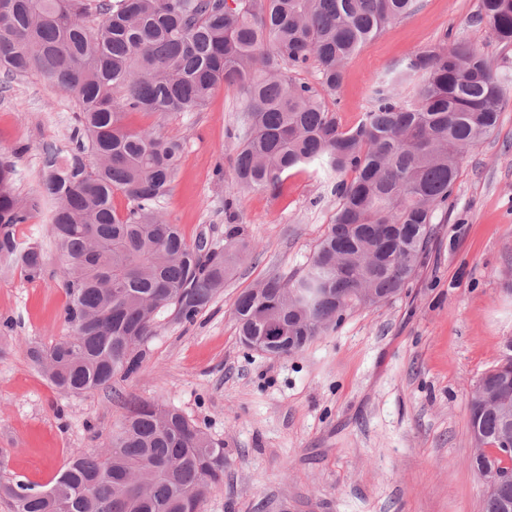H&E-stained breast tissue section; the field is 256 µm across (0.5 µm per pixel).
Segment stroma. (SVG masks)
I'll use <instances>...</instances> for the list:
<instances>
[{
  "label": "stroma",
  "instance_id": "obj_1",
  "mask_svg": "<svg viewBox=\"0 0 512 512\" xmlns=\"http://www.w3.org/2000/svg\"><path fill=\"white\" fill-rule=\"evenodd\" d=\"M480 4L422 0L348 59L340 92L327 96L341 127H355L376 76L443 39L478 48L504 85L498 124L462 160L414 278L292 357L244 348L234 302L303 270L336 215L334 177L293 170L280 196L230 195L234 86L200 112L131 115V128L153 125L184 143L164 217L187 240L217 244L235 221L256 250L194 322L163 315L137 374L81 395L60 393L27 356L68 332L55 254L32 281L0 271V480L49 487L73 449L106 447L124 399L137 396L178 408L223 443L224 483L203 512H482L468 401L512 336V43L477 23ZM75 116L45 77L0 82V152L20 153L17 194L36 187L44 144H70Z\"/></svg>",
  "mask_w": 512,
  "mask_h": 512
}]
</instances>
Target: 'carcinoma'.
I'll return each instance as SVG.
<instances>
[{"label":"carcinoma","mask_w":512,"mask_h":512,"mask_svg":"<svg viewBox=\"0 0 512 512\" xmlns=\"http://www.w3.org/2000/svg\"><path fill=\"white\" fill-rule=\"evenodd\" d=\"M0 0V73L38 74L78 109L76 145L47 143L38 187L26 198L15 155L0 153V267L34 280L41 243L14 227L54 204L49 237L68 301L69 334L28 355L63 393L82 394L137 373L169 309L192 322L255 246L236 225L222 260L206 265L198 242L159 212L182 143L128 117L200 112L237 86L239 148L232 190L279 196L291 169L344 176L332 224L305 268L236 299L240 336H282L269 355L301 352L343 313L398 295L415 275L460 162L499 121L503 88L474 46L440 43L374 80L372 109L343 129L324 94H337L346 61L419 0ZM477 21L512 41V0H481ZM314 66L319 86L296 78ZM127 200L114 205V195ZM469 401L487 456L509 478L484 493L483 512L512 505V439L497 400V371ZM101 455L75 450L41 491L0 483L12 512H184L224 482V446L179 409L131 398Z\"/></svg>","instance_id":"cac0c4a2"}]
</instances>
